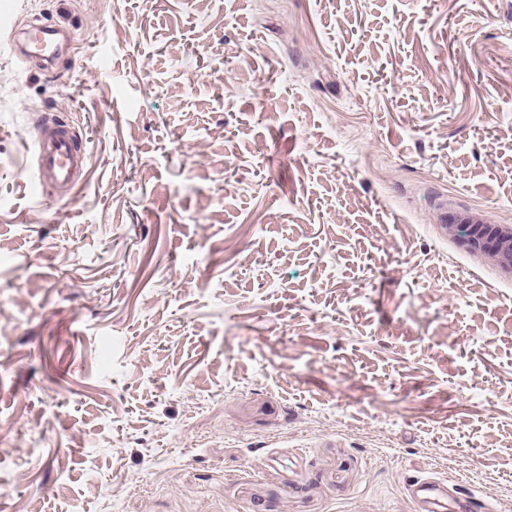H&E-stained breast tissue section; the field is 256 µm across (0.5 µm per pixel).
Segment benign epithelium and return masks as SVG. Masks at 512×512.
Instances as JSON below:
<instances>
[{"label":"benign epithelium","instance_id":"benign-epithelium-1","mask_svg":"<svg viewBox=\"0 0 512 512\" xmlns=\"http://www.w3.org/2000/svg\"><path fill=\"white\" fill-rule=\"evenodd\" d=\"M442 227L448 235L462 238L469 250L487 257L512 275L511 224H492L470 212H450Z\"/></svg>","mask_w":512,"mask_h":512}]
</instances>
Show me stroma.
Listing matches in <instances>:
<instances>
[{
	"instance_id": "35a3bbf8",
	"label": "stroma",
	"mask_w": 512,
	"mask_h": 512,
	"mask_svg": "<svg viewBox=\"0 0 512 512\" xmlns=\"http://www.w3.org/2000/svg\"><path fill=\"white\" fill-rule=\"evenodd\" d=\"M0 512H512V0H0ZM89 155L32 194L35 120ZM444 210L439 222L448 235L462 239L469 250L487 257L496 266L512 275V225L491 224L482 215ZM444 223V224H443ZM467 228L468 234L460 236ZM450 480L437 476L418 478L409 484V493L417 506L425 512H442L448 506Z\"/></svg>"
}]
</instances>
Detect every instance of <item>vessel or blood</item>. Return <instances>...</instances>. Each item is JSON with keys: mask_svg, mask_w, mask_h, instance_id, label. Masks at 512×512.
<instances>
[{"mask_svg": "<svg viewBox=\"0 0 512 512\" xmlns=\"http://www.w3.org/2000/svg\"><path fill=\"white\" fill-rule=\"evenodd\" d=\"M34 187L37 194L56 191L70 197L87 173V157L72 122L58 114L42 115L34 150ZM449 481L427 476L412 481L409 493L422 512H445L448 506Z\"/></svg>", "mask_w": 512, "mask_h": 512, "instance_id": "b4317fda", "label": "vessel or blood"}]
</instances>
